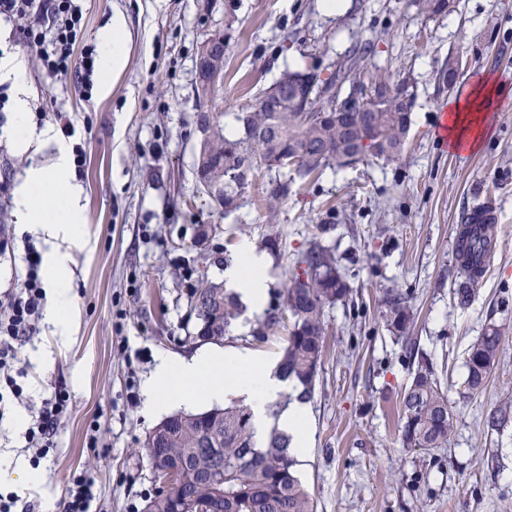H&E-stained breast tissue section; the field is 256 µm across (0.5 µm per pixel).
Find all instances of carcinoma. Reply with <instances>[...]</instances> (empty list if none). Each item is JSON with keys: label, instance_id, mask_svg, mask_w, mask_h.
Listing matches in <instances>:
<instances>
[{"label": "carcinoma", "instance_id": "1", "mask_svg": "<svg viewBox=\"0 0 512 512\" xmlns=\"http://www.w3.org/2000/svg\"><path fill=\"white\" fill-rule=\"evenodd\" d=\"M429 17L448 11V0H416ZM368 49L355 48L338 63L336 71L316 87L311 99L289 96L277 111L255 109L237 113L241 136L229 139L218 122L205 123L211 156L203 164L208 179L201 180L205 193L220 207H234L241 197L235 171L243 166L250 172L275 169L282 178L270 182L265 194L269 218H274L280 205L288 199L290 182L288 165L279 159H291L296 173L307 178L329 168H346L369 156L363 133L373 126L382 138L377 156L398 159L410 130V113L401 110L397 97L380 102L375 112H353L348 123L323 122L317 111L338 94V87L351 79L361 90L373 89L384 82L377 75L365 83L361 73L366 69ZM461 224H477L467 231L466 243L456 248L459 267L479 262L496 243L497 225L476 223L467 210L459 215ZM475 280L466 276L454 289L462 306L469 304ZM350 286L339 272L334 252L315 242L298 261L285 293V304L292 317L288 340L281 349L279 368L284 378L300 389L298 397L311 393L318 367L324 354L325 308L344 299ZM384 319L388 330L397 338L409 340L413 311L408 297L402 293L384 301ZM195 341L200 336L231 331L240 315L235 293L223 285L204 282L196 289L194 300ZM501 330L491 325L469 347L466 356L465 389L482 390L491 370L497 364L502 348ZM401 440L406 448L430 451L448 444L453 416L448 397L441 389L434 371L419 362L412 382L402 397ZM183 425L176 426L175 436L166 442L172 455L160 458L146 449L151 467L180 466L179 480L167 497L156 492L147 505L154 512H171L173 503L182 512H198L213 505L219 512H315L309 491L293 471L290 436L272 429L265 445L255 443L252 415L240 405L215 407ZM512 421V405L494 409L487 425L499 429Z\"/></svg>", "mask_w": 512, "mask_h": 512}]
</instances>
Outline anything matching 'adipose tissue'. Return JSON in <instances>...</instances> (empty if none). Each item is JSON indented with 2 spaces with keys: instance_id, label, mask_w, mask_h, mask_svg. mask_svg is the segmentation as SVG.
<instances>
[{
  "instance_id": "adipose-tissue-1",
  "label": "adipose tissue",
  "mask_w": 512,
  "mask_h": 512,
  "mask_svg": "<svg viewBox=\"0 0 512 512\" xmlns=\"http://www.w3.org/2000/svg\"><path fill=\"white\" fill-rule=\"evenodd\" d=\"M126 21L123 14L112 17L111 26L100 42L102 92H109L110 79L127 64L124 48ZM0 76L13 80L15 96L10 138L16 150L28 151L33 144H48L54 139L50 130L35 131L28 122V92L22 79V63L18 59H0ZM499 90L484 84L475 97L455 103L448 110V134L454 144L472 146L485 135L484 126L474 125L472 115L488 111ZM68 157L59 152L54 169H30L16 190L17 204L27 224L42 230L52 239L78 240L83 221L80 193L68 178ZM60 200L54 215H47L46 204ZM47 266L54 290L48 311L50 322L60 334L70 327L67 256L57 247L47 252ZM224 277L252 311H262L268 289L267 263L250 243H242L238 257L224 269ZM286 388V381L274 363L249 351L210 350L189 357L158 354L143 385L144 408L158 414L173 405H193L201 401L221 402L230 397L243 399L253 415L256 434H263L268 409Z\"/></svg>"
}]
</instances>
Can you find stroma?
Instances as JSON below:
<instances>
[{"label": "stroma", "instance_id": "1", "mask_svg": "<svg viewBox=\"0 0 512 512\" xmlns=\"http://www.w3.org/2000/svg\"><path fill=\"white\" fill-rule=\"evenodd\" d=\"M74 58L98 48L122 12L128 62L101 93L75 75H53L16 33L0 53L20 55L31 112L42 127L75 129L68 147L86 154L71 169L81 189L82 241L70 248L72 315L60 340L47 321L16 349L22 401L0 417V454L30 460L17 415L32 416L56 386L71 395L69 412L41 460L40 484L0 493L44 506L59 501L69 480L93 476L98 512H143L155 486L144 451L159 416L145 411L142 386L160 352L188 356L194 292L202 280H224L242 243L269 259L263 312L244 310L222 346L278 359L291 316L282 293L295 263L320 242L336 253L351 292L325 309L326 351L306 400L310 448L295 471L316 512H512V424L487 428L489 412L512 404V0H454L430 18L414 0H345L327 12L322 0H82ZM224 34V77L208 101L195 92V60L214 32ZM371 45L367 69L389 81L410 80L412 124L398 160L367 157L336 171L295 181L275 220L261 199L272 178L258 173L232 212L203 193L196 175L199 117L226 128L284 70L326 68L354 42ZM459 61L454 85L441 74ZM501 89L478 146L444 149L433 134L438 113L480 80ZM55 148L18 152L0 134V223L39 253L41 235L20 221L16 186L30 168L50 167ZM494 201L499 237L490 270L468 306L453 295L462 274L455 250L458 215ZM408 294L416 357L388 330L384 299ZM282 323L255 333L267 312ZM491 325L504 336L484 389L468 393L469 345ZM433 367L448 395L453 429L446 447H403L399 402L418 361Z\"/></svg>", "mask_w": 512, "mask_h": 512}]
</instances>
